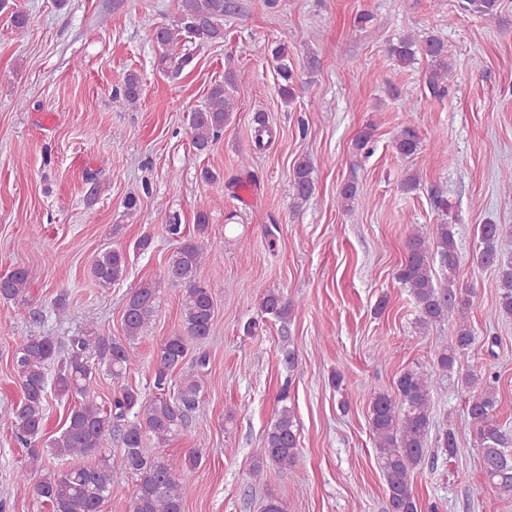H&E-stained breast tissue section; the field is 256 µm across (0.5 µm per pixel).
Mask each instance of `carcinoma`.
<instances>
[{"label": "carcinoma", "mask_w": 512, "mask_h": 512, "mask_svg": "<svg viewBox=\"0 0 512 512\" xmlns=\"http://www.w3.org/2000/svg\"><path fill=\"white\" fill-rule=\"evenodd\" d=\"M501 0H462V8L487 19H495ZM228 0H182L181 9L172 23L154 31L153 40L165 49L162 61L181 72L194 59V50L224 39V15L230 13ZM390 56L401 66L413 64L417 54L431 60L426 83L431 94L443 96L448 79V57L444 43L430 37L417 44L410 36L388 48ZM271 56L281 83V99L289 103L295 97L296 79L288 59V49L279 44ZM123 97L130 106L140 101V78L128 72L121 84ZM234 98L227 94L224 82L211 85L204 103L191 113L192 144L199 153L210 150L224 133V125L233 112ZM415 105H408L407 121L394 142L401 156L413 155L420 140L414 126ZM294 196L307 200L314 189L313 166L301 160L292 170ZM166 232L181 238L170 257L168 278L184 286L182 329L166 337L157 350L154 386L161 394L146 399L129 386H120L110 408L96 403L90 385L93 368L88 364L91 352L114 380H120L130 365L128 347L142 336L158 308V292L153 282H144L127 299L124 309V335L120 341L90 330L72 339L67 350L56 346L50 336L32 334L14 355L13 364L22 381L23 399L10 411L11 427L30 451L32 462H42L44 453L57 458L85 460L63 471H49L34 484L37 498L48 503L52 512H100L102 504L112 498L115 488L112 471L118 469L136 477V485L127 499L128 512H183L190 485L176 467L155 460L144 452V436L164 445L185 426L199 405L201 382L191 373L176 392L165 393L170 371L210 334L214 301L208 288L197 280L198 268L205 259L204 248L192 236H184L180 224L165 225ZM479 245L472 254L477 267L493 266L498 272L499 312L512 317V230L501 224H482L477 230ZM461 255L453 225L435 224L424 234L411 232L405 241V254L395 277L408 288L418 309V324L426 328L455 312L458 321L448 345L437 351L433 369H405L396 380L395 391L375 393L370 401V428L375 440L377 461L388 492L389 512H421L413 487V474L426 461L431 432V393L440 379L457 378L469 392L468 415L475 426L474 439L481 449L485 482L502 499H512V430L500 423L496 378L482 371H463V364L476 343L467 318L472 305L471 292L459 286L456 271ZM446 271L444 284L434 281V263ZM127 257L120 250H106L91 263L94 280L107 288L126 273ZM30 272L15 269L0 276V300H18L30 284ZM261 315L282 324L288 323L293 304L288 298L266 290L261 292ZM57 364L53 382H47L46 366ZM56 395L74 400L64 427L55 435L45 436L43 426L48 386ZM290 398V382L278 394L280 403L275 420L268 427L261 458L254 464L253 475L260 477L265 465L282 471L293 470L299 458L298 425ZM119 437L121 448L112 463H89L100 449ZM443 454L453 458L462 452L456 430L448 428L437 438Z\"/></svg>", "instance_id": "carcinoma-1"}]
</instances>
